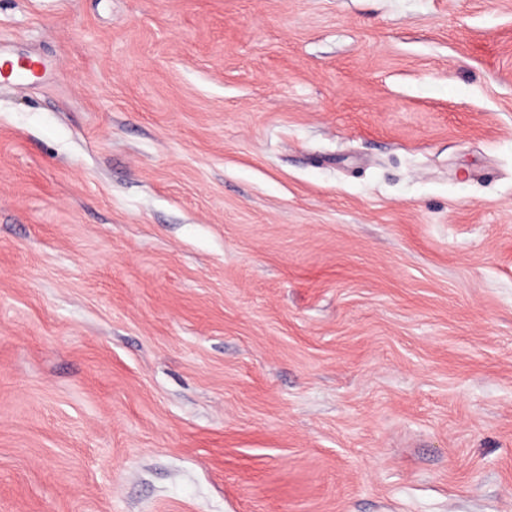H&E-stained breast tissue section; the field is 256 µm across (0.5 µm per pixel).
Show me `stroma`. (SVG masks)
Masks as SVG:
<instances>
[{
    "label": "stroma",
    "mask_w": 512,
    "mask_h": 512,
    "mask_svg": "<svg viewBox=\"0 0 512 512\" xmlns=\"http://www.w3.org/2000/svg\"><path fill=\"white\" fill-rule=\"evenodd\" d=\"M0 512H512V0H0ZM48 59L40 56L15 58L4 54L0 49V75L4 79L11 78L17 82H27L30 79L42 77L49 69Z\"/></svg>",
    "instance_id": "35a3bbf8"
}]
</instances>
